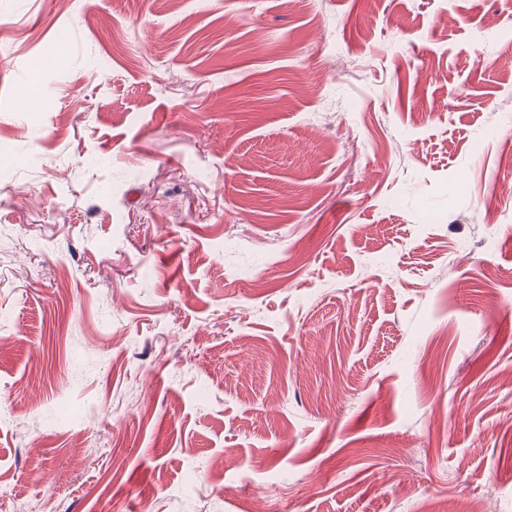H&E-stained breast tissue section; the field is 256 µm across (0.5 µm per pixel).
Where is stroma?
Instances as JSON below:
<instances>
[{"instance_id": "1", "label": "stroma", "mask_w": 512, "mask_h": 512, "mask_svg": "<svg viewBox=\"0 0 512 512\" xmlns=\"http://www.w3.org/2000/svg\"><path fill=\"white\" fill-rule=\"evenodd\" d=\"M0 164V512H512V0H0Z\"/></svg>"}]
</instances>
